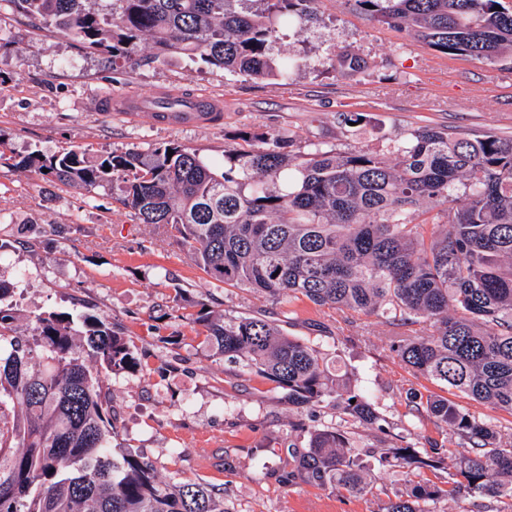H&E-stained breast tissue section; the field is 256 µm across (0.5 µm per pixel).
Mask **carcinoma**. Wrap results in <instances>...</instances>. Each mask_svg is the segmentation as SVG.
<instances>
[{
    "label": "carcinoma",
    "instance_id": "obj_1",
    "mask_svg": "<svg viewBox=\"0 0 512 512\" xmlns=\"http://www.w3.org/2000/svg\"><path fill=\"white\" fill-rule=\"evenodd\" d=\"M12 2L114 64L177 53L286 80L311 62L275 54V44L315 23L320 0H113L110 15L89 0ZM347 2L440 53L512 60V11L495 10L500 0ZM328 61L354 74L365 68L347 49ZM337 121L357 131L369 124L361 112ZM379 133L375 149L300 154L280 134L241 132L244 145L224 151L221 169L176 143L95 159L76 149L32 151L14 166L89 192L119 187L140 223L171 227L218 283L413 326L392 349L414 375L512 411V138L432 126ZM16 288L0 278V512H224L215 488L164 483L151 462L112 449L115 413L84 356L136 372L142 362L128 340L110 322L66 312L39 315L23 331L12 315ZM198 319L217 355L276 383L288 405L331 407L363 425L381 420L366 391L330 372L319 345L257 318ZM411 403L467 450L448 488L416 481L381 512H428L423 504L462 488L490 503L507 499L497 512H512V444L446 398ZM303 432L307 448L288 482L370 492L339 429ZM373 456L407 477L444 464L437 447L389 444Z\"/></svg>",
    "mask_w": 512,
    "mask_h": 512
}]
</instances>
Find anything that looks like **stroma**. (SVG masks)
Wrapping results in <instances>:
<instances>
[{
	"label": "stroma",
	"mask_w": 512,
	"mask_h": 512,
	"mask_svg": "<svg viewBox=\"0 0 512 512\" xmlns=\"http://www.w3.org/2000/svg\"><path fill=\"white\" fill-rule=\"evenodd\" d=\"M320 19L278 50L311 60L294 79L256 81L184 55L165 63L113 67L63 34L36 28L9 0H0V243L11 262L0 271L19 281L13 314L31 325L48 311L108 319L133 341L138 373L98 376L117 413L116 444L152 460L165 482L192 480L224 494V512H379L406 491L400 472L368 460L373 489L364 495L288 483L292 451L306 447L296 420L347 431L356 453L401 436L416 448L448 451L458 437L412 413L411 391L448 397L512 441V413L479 404L414 377L391 346L403 327L377 315L275 300L247 288H219L196 267L167 228L142 224L117 192L68 188L14 168L9 159L38 150L76 147L98 157L178 143L220 162L242 131L276 130L294 150L375 146L378 130L434 125L460 133L512 136V63L452 57L408 34L369 21L346 0H321ZM348 47L368 64L349 78L322 60ZM168 90L224 102L217 124L165 127L152 113L129 119L94 110L107 94L145 98ZM341 112L367 114L363 134L340 128ZM255 316L287 336L316 341L332 369L348 372L385 418L383 428L288 406L275 383L224 362L204 342L200 312Z\"/></svg>",
	"instance_id": "obj_1"
}]
</instances>
